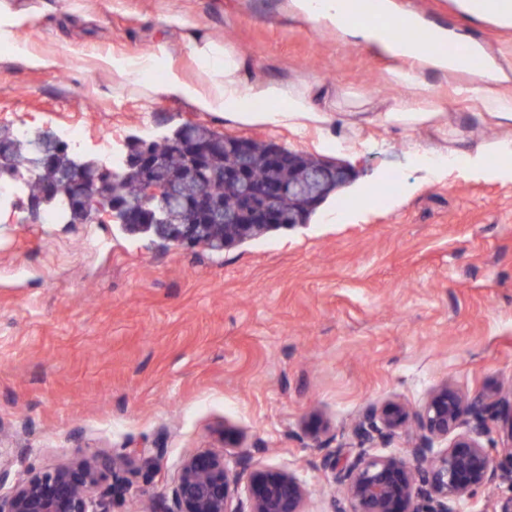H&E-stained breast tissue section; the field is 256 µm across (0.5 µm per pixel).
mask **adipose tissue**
<instances>
[{
	"mask_svg": "<svg viewBox=\"0 0 512 512\" xmlns=\"http://www.w3.org/2000/svg\"><path fill=\"white\" fill-rule=\"evenodd\" d=\"M292 3L306 22L335 28L346 42L367 45L384 55L404 60V67L394 70L392 78L409 89V97L373 113L371 123L404 130L432 125L447 131V115L432 102L422 72L426 69L446 74L469 71V58L473 53L469 42L458 41L453 54L430 56L425 54L415 36L398 38L384 20L377 24L355 21L352 0H292ZM24 20V14L0 0V45L13 47L15 56L23 58L27 64L53 67L54 58L33 54L16 45L15 29ZM190 52L202 75L201 80L187 79L178 69L169 68L159 87L166 97L191 100L199 111L218 113L225 119L246 125L287 126L300 130L310 126L326 129L335 123L334 115L315 106L306 91L275 80L249 81L243 60L218 41L195 37ZM509 80H512V69L499 65L490 80L469 81L459 86L458 93L478 106L482 120L511 126L512 95L500 89L501 83Z\"/></svg>",
	"mask_w": 512,
	"mask_h": 512,
	"instance_id": "obj_1",
	"label": "adipose tissue"
}]
</instances>
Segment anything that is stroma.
Masks as SVG:
<instances>
[{
    "label": "stroma",
    "mask_w": 512,
    "mask_h": 512,
    "mask_svg": "<svg viewBox=\"0 0 512 512\" xmlns=\"http://www.w3.org/2000/svg\"><path fill=\"white\" fill-rule=\"evenodd\" d=\"M9 2L29 19L19 43L56 65L0 50V128L74 127L90 151L106 133L122 149L193 122L352 172L306 223L220 253L116 222L0 210V446L21 447L15 476L159 448L130 485L113 489L105 471L96 486L112 491V512H144L169 496L185 457L218 451L232 467L294 473L307 512H331L323 458L352 443L366 411L419 410L444 384L468 397L512 390V179L429 174L416 156L447 155L453 140L362 120L405 96L389 79L397 59L303 22L290 0H81L83 17L62 0ZM393 3L494 61L512 51V28L460 0ZM173 12L243 57L249 79L307 89L349 117L330 131L341 151L325 153L317 129L239 126L113 76L104 59L161 50L199 79L189 31L165 24ZM425 78L469 148L505 135L455 94L465 75ZM392 179L399 189L383 202L349 207Z\"/></svg>",
    "instance_id": "35a3bbf8"
}]
</instances>
